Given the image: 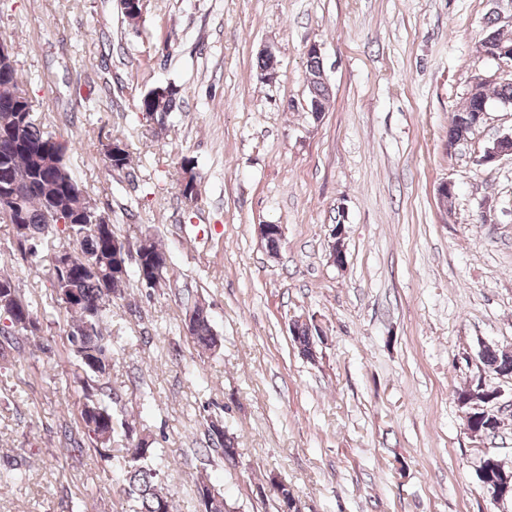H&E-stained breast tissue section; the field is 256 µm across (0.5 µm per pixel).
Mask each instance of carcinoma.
Returning <instances> with one entry per match:
<instances>
[{"label": "carcinoma", "mask_w": 512, "mask_h": 512, "mask_svg": "<svg viewBox=\"0 0 512 512\" xmlns=\"http://www.w3.org/2000/svg\"><path fill=\"white\" fill-rule=\"evenodd\" d=\"M499 16L487 17L479 49L493 55L499 45H512V35L498 25ZM323 62L316 56H307L309 95L320 106L330 100V90L322 77ZM25 90L20 85L18 68L0 69V195L9 191L17 198L18 210H0V220L13 225L20 237L18 252L35 265H44L41 248L48 239L63 235L67 247L73 252L72 266L64 273L50 277L59 308L66 314L63 329L66 345L77 359L74 382L81 388L82 400L77 411L78 420L89 445L99 456L106 455L115 433L112 413L103 398H112V392L98 385L112 366V343L103 336L102 326L110 307L123 299L130 280V269H135L137 281L144 287L157 289L166 286L170 265L169 254L150 236L136 242L135 248L122 255L125 274L114 266L113 243H123L113 230L109 217L94 212L84 191L72 176L65 160L66 146L40 129L34 116L21 111L20 105L33 108L31 99H22ZM181 98L178 87L171 84L157 85L139 100V112L147 120L164 125V120L174 111ZM489 102L486 87L470 93L466 105L459 111L448 129V146L453 148L466 141L474 130L476 114L483 103ZM108 166L122 171L130 164V154L123 151L114 155L104 148ZM96 213L100 222L77 220V215ZM135 266H130V261ZM0 354L10 349L17 353L24 350L21 338L38 336L42 324L32 305L21 296L9 274L0 273ZM190 322L184 323L188 336L202 351L214 350L219 339L212 326L208 308L194 302ZM293 342L302 356L312 360L315 356L312 330L305 323H297ZM483 365L495 372L512 373V355L487 345L481 353ZM209 441L199 449L207 458L221 452L232 462L238 456L235 439L224 425L212 422L208 427ZM127 444L124 448L123 493L134 502L135 512H175L161 472L154 463V441L138 442V432L131 424L125 425ZM277 502L291 503L294 490L279 480L269 479ZM206 507V512H235L221 490L198 480L195 482V508Z\"/></svg>", "instance_id": "cac0c4a2"}]
</instances>
